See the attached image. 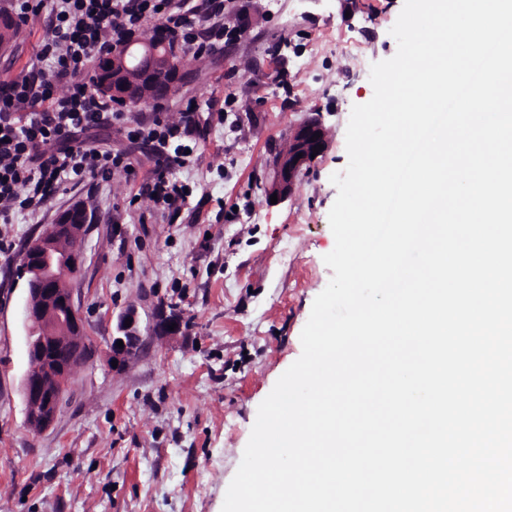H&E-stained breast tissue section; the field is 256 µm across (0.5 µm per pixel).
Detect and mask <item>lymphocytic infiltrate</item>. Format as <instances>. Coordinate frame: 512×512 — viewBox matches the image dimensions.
Here are the masks:
<instances>
[{
  "instance_id": "1",
  "label": "lymphocytic infiltrate",
  "mask_w": 512,
  "mask_h": 512,
  "mask_svg": "<svg viewBox=\"0 0 512 512\" xmlns=\"http://www.w3.org/2000/svg\"><path fill=\"white\" fill-rule=\"evenodd\" d=\"M10 12L24 25L42 21L43 37L39 67L0 81V224L21 216L42 220L62 191L109 183L114 173L136 178L125 152L84 138L124 117L93 88L89 74L97 59L151 28L196 56L243 35L224 24L227 0H10ZM194 113L189 107L179 121L158 117L126 129L155 157L141 195L172 220L191 196L174 172L187 162Z\"/></svg>"
}]
</instances>
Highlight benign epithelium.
<instances>
[{
	"instance_id": "benign-epithelium-1",
	"label": "benign epithelium",
	"mask_w": 512,
	"mask_h": 512,
	"mask_svg": "<svg viewBox=\"0 0 512 512\" xmlns=\"http://www.w3.org/2000/svg\"><path fill=\"white\" fill-rule=\"evenodd\" d=\"M151 60L155 73H144L127 64L133 45L112 51L105 76L97 90L135 108L151 98L168 94L174 58L163 38L139 44ZM320 137H314V133ZM329 147V134L320 116H313L288 133L287 146L271 162L265 187L266 197L284 201L293 195L300 174L313 162V147ZM92 220L85 203L76 202L57 220L31 240L21 258L26 274V319L31 324L28 344L29 369L24 382L25 421L34 431L49 428L56 419L59 402L72 370L83 363L90 349L81 310L74 304L69 285L83 270V254L77 243ZM130 326H125L126 320ZM123 347H118V342ZM142 341V329L135 308L119 317L112 336V359L123 364L135 354Z\"/></svg>"
}]
</instances>
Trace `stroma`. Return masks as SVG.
<instances>
[{"label": "stroma", "mask_w": 512, "mask_h": 512, "mask_svg": "<svg viewBox=\"0 0 512 512\" xmlns=\"http://www.w3.org/2000/svg\"><path fill=\"white\" fill-rule=\"evenodd\" d=\"M404 0H233L245 33L204 59L180 54L167 97L100 132L140 175L148 146L125 128L177 115L197 99L195 155L175 177L193 192L176 222L153 209L124 173L108 188L61 195L47 215L86 202L84 267L71 284L90 361L71 373L53 425L25 422L31 327L20 277L24 243L42 225L0 224V512H222L260 403L300 357L301 332L333 271L328 222L333 173L348 164L353 106L373 96L372 64L393 57L390 30ZM41 22L17 27L0 49V78L37 60ZM320 116L328 150L287 201L264 196L269 162L288 130ZM177 304L179 331L159 328V304ZM135 307L144 344L113 367L120 312Z\"/></svg>", "instance_id": "1"}]
</instances>
